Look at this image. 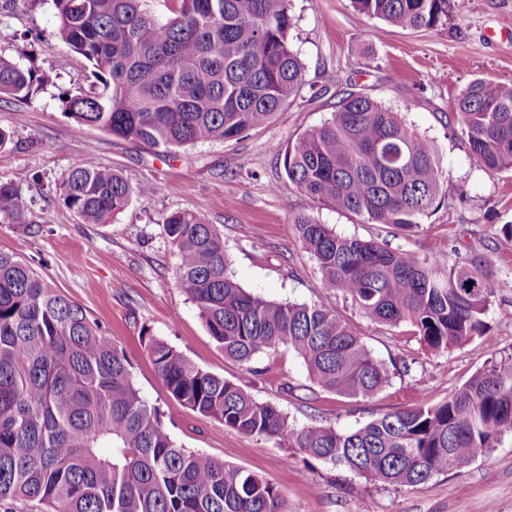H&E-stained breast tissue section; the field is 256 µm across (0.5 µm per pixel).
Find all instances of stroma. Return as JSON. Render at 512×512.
Segmentation results:
<instances>
[{"label": "stroma", "mask_w": 512, "mask_h": 512, "mask_svg": "<svg viewBox=\"0 0 512 512\" xmlns=\"http://www.w3.org/2000/svg\"><path fill=\"white\" fill-rule=\"evenodd\" d=\"M290 9L289 39L304 65L300 96L240 139L163 150L68 118L59 96L89 89L88 63L57 36L53 0H0V56L54 78L31 102L0 98V127L14 132L0 149V181L27 175L23 193L31 209L25 226L0 215V250L26 261L123 346L142 396L160 409L178 444L267 479L292 512H512L510 432L487 458L460 472L395 488L306 460L287 438L248 436L202 417L177 403L155 371L142 340L146 331L198 367L238 382L255 400L277 404L294 426L346 433L385 412L444 400L491 361L512 358V285L491 302L485 335L432 351L411 327L372 321L350 299L322 289L293 224L308 216L342 236L386 241L423 256L444 251L452 264L485 253L512 282V241L500 232L512 224V176L480 168L450 119L472 80L512 84V0H469L465 13L415 30L367 17L351 0H290ZM346 90L399 112L439 149L442 200L412 235L321 205L285 174L276 145L329 119ZM86 159L112 167L130 184L156 183L159 191L105 223H84L55 186ZM176 211L204 215L218 226L242 288L275 302L333 306L387 368L389 385L369 398H349L316 386L301 359L286 350L258 360L261 376L226 358L177 286L178 257L163 230L164 218Z\"/></svg>", "instance_id": "35a3bbf8"}]
</instances>
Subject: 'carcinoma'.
I'll use <instances>...</instances> for the list:
<instances>
[{"label": "carcinoma", "instance_id": "cac0c4a2", "mask_svg": "<svg viewBox=\"0 0 512 512\" xmlns=\"http://www.w3.org/2000/svg\"><path fill=\"white\" fill-rule=\"evenodd\" d=\"M58 35L90 64L93 91L64 92L63 112L153 147L239 139L299 95L303 65L288 40L289 0H175L164 21L149 0H53ZM396 27L432 29L468 0H353ZM52 82L0 56V94L28 101ZM454 123L489 174L512 173V85L469 83ZM289 178L314 201L404 235L441 197L434 142L392 109L352 90L330 119L276 147ZM27 177L0 183V213L26 224ZM59 199L99 224L153 183L129 185L94 161L65 174ZM294 227L315 259L321 287L370 319L408 325L433 351L484 334L493 298L512 286L492 260L470 254L448 266L442 254L336 234L299 217ZM163 230L178 256V287L209 335L252 373L263 355L295 353L310 379L339 396L369 398L390 375L365 342L323 301H268L229 272L224 237L203 215L175 212ZM472 286H466V283ZM142 339L171 397L246 435L288 437L306 457L395 487H414L488 455L512 432V361L493 362L442 402L387 412L357 430L295 427L271 402L203 370L167 341ZM36 501L47 512H289L279 488L175 441L159 409L137 388L124 348L31 266L0 251V503Z\"/></svg>", "mask_w": 512, "mask_h": 512}]
</instances>
